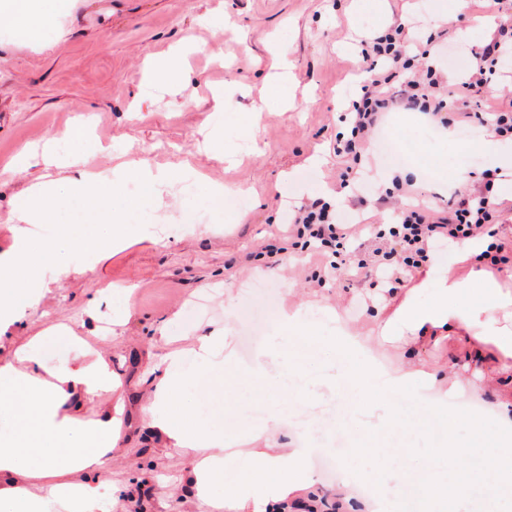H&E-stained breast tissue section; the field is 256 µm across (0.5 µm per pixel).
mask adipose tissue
Returning a JSON list of instances; mask_svg holds the SVG:
<instances>
[{
    "instance_id": "obj_1",
    "label": "adipose tissue",
    "mask_w": 512,
    "mask_h": 512,
    "mask_svg": "<svg viewBox=\"0 0 512 512\" xmlns=\"http://www.w3.org/2000/svg\"><path fill=\"white\" fill-rule=\"evenodd\" d=\"M63 0H0V30L34 36L57 17ZM137 178L149 187L164 186L172 172L149 164L117 166L110 173L80 171L69 191L57 195L55 182L43 177L16 210L11 244L0 252V332L19 322L26 309L38 306L45 295L42 277L45 254L23 227L48 220L54 207L71 197L82 200L88 223H96L101 204L111 202L121 181ZM491 238L469 239L448 256L431 254L428 263L409 277V287L389 296L392 309L378 325L377 342L367 345L346 327H339L333 343L343 356L339 366L328 367L321 384L332 391L344 385L367 397L379 413L381 428L406 431L415 418L388 411L389 397L414 401L425 417L446 412L448 401L459 392L478 397L489 386L512 376V268L479 264ZM427 291L429 303L417 296ZM465 339L463 366L474 381L461 384L453 373H437L421 362L399 358L395 368L382 362V350L394 341L435 344L454 334ZM77 345L79 355L64 370L51 371L42 358L49 345ZM280 355L257 349L239 359L229 337L211 331L193 337L189 348L170 349L158 377L141 402V415L154 429L163 447L192 449L198 456L186 479L196 491L198 504L212 512H286L289 502L304 501L308 512H322L325 503L308 461L313 453L309 435L293 436L291 447L278 443L288 433V416L271 412L255 428L253 447H236L223 431L200 425L195 406L183 405L179 396L201 376L236 374L283 381ZM122 382L111 358L94 342L74 335L66 326L48 324L24 337L9 357L0 360V411L13 419L10 435L0 437V512H91L98 500L95 485L74 481L82 472H101L118 445L122 427ZM95 403L98 418L77 416V400ZM493 413L500 432L494 444L476 450L446 438L429 449L432 465L451 460L463 463L473 454L484 459L482 476L493 483H512V394L497 398ZM241 466L246 475L235 485L224 483L228 465ZM382 469L393 496H415L444 512L449 498L466 500L467 480L454 486L426 481L409 487L399 465L385 461Z\"/></svg>"
}]
</instances>
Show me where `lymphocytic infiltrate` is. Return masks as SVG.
<instances>
[{
  "mask_svg": "<svg viewBox=\"0 0 512 512\" xmlns=\"http://www.w3.org/2000/svg\"><path fill=\"white\" fill-rule=\"evenodd\" d=\"M490 3L497 27L487 42L473 49L474 65L456 91L449 89L442 67L447 44L412 36L405 23L396 20L361 41L365 77L341 116L349 132L337 137L333 146L335 155L348 161L339 175L340 186L359 206L385 202L373 187L376 170L362 169L361 162L370 135L386 114L414 112L445 130L489 125L499 135L512 137V100L482 107L491 96L502 57L512 54V0ZM417 58L422 68L414 67ZM495 181L490 174L471 191H453L442 206L405 204L393 224H341L331 205L316 199L298 207L288 235L304 240L314 252L330 255L327 277L340 271L352 278L374 275L394 291L403 287L407 272L426 262L436 244L475 237L498 222L500 206L492 200Z\"/></svg>",
  "mask_w": 512,
  "mask_h": 512,
  "instance_id": "f902f5d3",
  "label": "lymphocytic infiltrate"
}]
</instances>
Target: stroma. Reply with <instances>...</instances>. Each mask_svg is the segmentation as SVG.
<instances>
[{
    "label": "stroma",
    "instance_id": "obj_1",
    "mask_svg": "<svg viewBox=\"0 0 512 512\" xmlns=\"http://www.w3.org/2000/svg\"><path fill=\"white\" fill-rule=\"evenodd\" d=\"M448 0H66L57 22L38 37L0 32V251L10 245L7 223L42 170L12 165L17 146L41 143L68 126L85 122L89 135L60 149L61 165L52 167L57 183H68L76 169L66 166L78 157L80 168L97 172L121 163L152 164L175 170L168 189L150 203L120 185L113 203L125 210L127 247L91 254L79 245L84 238H102L109 224H87L80 201L58 208L36 240L57 243V262L72 274L57 279L56 264L44 266L48 285L38 308L0 337V346L36 331L45 322L68 323L77 335L104 337L112 369L122 381L123 429L119 446L99 474H78L81 482L98 484L102 498L113 487L135 493L139 512H187L194 498L180 484L191 452L164 448L140 414V402L151 387V370L164 354L158 328L170 335L194 336L223 329L239 356H248L244 336L256 321L268 324L264 346L289 347L303 361L309 376L322 374L338 354L329 338L338 326L373 337L374 310L355 313L363 293H378L383 283L366 278L353 286L343 280L318 284L317 274L329 257L293 249L282 261L264 254L273 237L285 234L302 203L335 202L341 159L333 152L339 116L362 73L355 47L370 31L399 18L419 37L435 30L436 15ZM494 17L484 14L445 28L451 47L443 63L449 82H458L471 68L470 46L487 40ZM181 48L187 69L172 91L148 88L140 78L156 57ZM288 64L291 85L280 95L269 82L275 58ZM220 127L222 152L204 150L211 127ZM384 128L419 144L429 157L430 171L409 164H383L379 180L390 189L392 175L411 181L422 200L458 189V172L476 183L482 171L494 169L480 144L464 147L459 134L427 129L405 112L386 116ZM237 183L247 188L249 206L238 209L233 197L216 200L212 189ZM204 211V228L193 231L184 215ZM131 287L117 295L111 308L89 317L86 309L103 288ZM233 298L232 317L224 301ZM207 302L196 314L197 299ZM329 304L340 323L320 314ZM307 308L317 327L318 343L307 349L279 316L284 307ZM128 308L130 317L117 340H110L112 312ZM463 339L454 337L424 349H406L408 358L458 372L461 381ZM202 379L190 401L199 404L204 422L222 419L240 438H248L266 405L250 382L232 379L229 393L212 392ZM301 431L318 445L342 449L341 464L368 478L383 498L385 512H420L409 496L395 500L369 452L377 446L405 468L418 483L428 467L426 450L441 438V418L420 430L384 436L368 407L345 390L323 405L321 418L298 414Z\"/></svg>",
    "mask_w": 512,
    "mask_h": 512
}]
</instances>
